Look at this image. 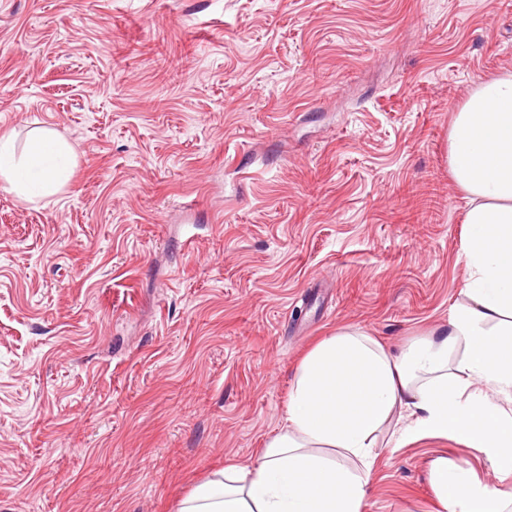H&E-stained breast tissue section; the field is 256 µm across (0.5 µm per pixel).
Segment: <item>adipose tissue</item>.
I'll list each match as a JSON object with an SVG mask.
<instances>
[{"instance_id":"ef3b65f1","label":"adipose tissue","mask_w":512,"mask_h":512,"mask_svg":"<svg viewBox=\"0 0 512 512\" xmlns=\"http://www.w3.org/2000/svg\"><path fill=\"white\" fill-rule=\"evenodd\" d=\"M448 164L470 202L464 303L400 352L337 331L300 362L283 425L256 459L228 465L179 512H363L380 448L454 435L512 474V74L478 81L448 136ZM71 153L41 129L24 153L0 136V185L56 192ZM446 512H502L501 492L434 463Z\"/></svg>"}]
</instances>
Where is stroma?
<instances>
[{"instance_id":"obj_1","label":"stroma","mask_w":512,"mask_h":512,"mask_svg":"<svg viewBox=\"0 0 512 512\" xmlns=\"http://www.w3.org/2000/svg\"><path fill=\"white\" fill-rule=\"evenodd\" d=\"M512 0H0V134L71 146L0 188V512H178L283 424L341 328L396 350L464 298L448 165ZM460 440L383 449L364 512H443ZM69 148L53 130L40 129L22 155H17L11 135L0 136L2 186L31 199L54 194L68 170Z\"/></svg>"}]
</instances>
